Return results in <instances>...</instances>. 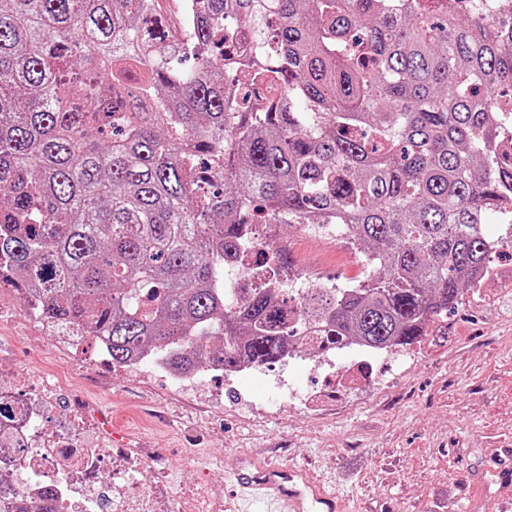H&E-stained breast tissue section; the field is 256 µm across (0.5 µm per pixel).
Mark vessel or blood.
<instances>
[{
    "label": "vessel or blood",
    "instance_id": "b4317fda",
    "mask_svg": "<svg viewBox=\"0 0 512 512\" xmlns=\"http://www.w3.org/2000/svg\"><path fill=\"white\" fill-rule=\"evenodd\" d=\"M240 487L253 490L258 500L289 503V512H352L349 498L329 489L306 466L291 462L254 463L235 473Z\"/></svg>",
    "mask_w": 512,
    "mask_h": 512
}]
</instances>
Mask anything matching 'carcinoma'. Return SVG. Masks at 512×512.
<instances>
[{
  "instance_id": "obj_1",
  "label": "carcinoma",
  "mask_w": 512,
  "mask_h": 512,
  "mask_svg": "<svg viewBox=\"0 0 512 512\" xmlns=\"http://www.w3.org/2000/svg\"><path fill=\"white\" fill-rule=\"evenodd\" d=\"M0 0V284L46 319L222 372L308 336L421 341L512 218V6L498 0ZM237 47L210 43L226 18ZM190 58L198 61L184 67ZM252 88L268 105H249ZM119 99V108L108 100ZM221 164L219 192L199 167ZM257 224H342L368 265L297 307L224 263ZM219 336L222 345L208 341ZM13 512H59L13 497Z\"/></svg>"
}]
</instances>
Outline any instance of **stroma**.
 Here are the masks:
<instances>
[{"label":"stroma","instance_id":"1","mask_svg":"<svg viewBox=\"0 0 512 512\" xmlns=\"http://www.w3.org/2000/svg\"><path fill=\"white\" fill-rule=\"evenodd\" d=\"M293 274L361 279V253L281 227ZM379 389L359 406L332 397L314 407L284 409L288 390H322L324 376L280 361L267 376L229 383L212 371L205 383L179 386L140 371L102 366L94 344L81 353L34 329L18 292L0 286V379L32 393L48 392L46 430H78L104 440L97 417L136 437L115 453L113 471L139 457L152 467L149 490L130 512H166L180 503L210 512L228 497L225 475L249 460L276 456L309 466L353 497L357 512H448L461 488L477 486L470 512H495L502 486L493 471L512 449V297L486 311L462 302L437 320L423 353L399 377L373 360Z\"/></svg>","mask_w":512,"mask_h":512}]
</instances>
